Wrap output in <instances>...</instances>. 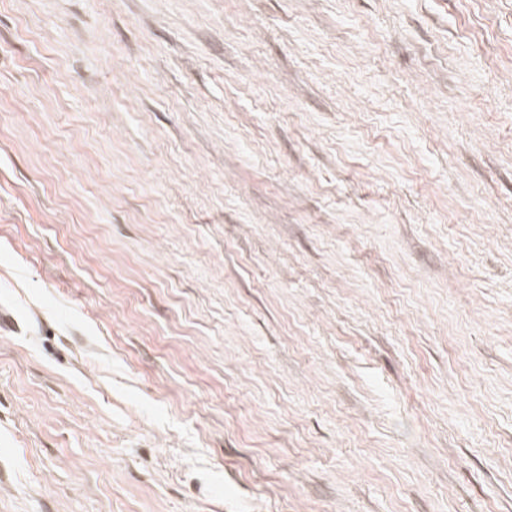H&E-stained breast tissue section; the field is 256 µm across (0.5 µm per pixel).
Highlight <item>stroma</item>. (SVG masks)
<instances>
[{"label": "stroma", "instance_id": "35a3bbf8", "mask_svg": "<svg viewBox=\"0 0 512 512\" xmlns=\"http://www.w3.org/2000/svg\"><path fill=\"white\" fill-rule=\"evenodd\" d=\"M0 512H512V0H0Z\"/></svg>", "mask_w": 512, "mask_h": 512}]
</instances>
